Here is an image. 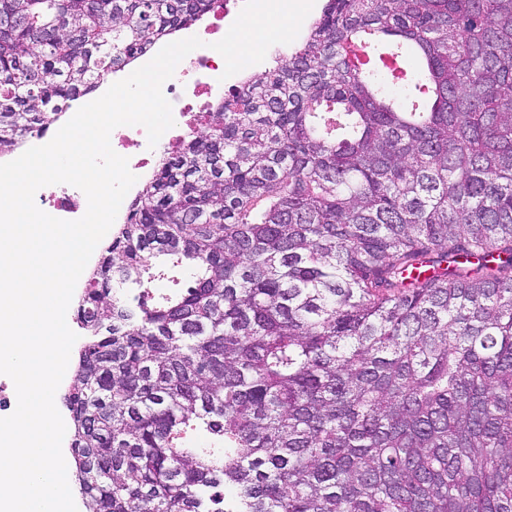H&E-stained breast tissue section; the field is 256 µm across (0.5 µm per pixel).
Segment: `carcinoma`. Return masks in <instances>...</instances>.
I'll return each mask as SVG.
<instances>
[{"label": "carcinoma", "instance_id": "carcinoma-1", "mask_svg": "<svg viewBox=\"0 0 512 512\" xmlns=\"http://www.w3.org/2000/svg\"><path fill=\"white\" fill-rule=\"evenodd\" d=\"M215 2L0 0V154ZM128 210L76 308L85 512H512V0H325ZM323 3H324V0H315L313 9L311 10L309 15L304 20V22L301 26L300 32L293 42H291L289 44H276V45H273L272 47H270L267 52L266 58L263 62H261L259 64L251 65V66L243 69L239 73L235 74V75H237V80H236L237 83L236 84H238L242 80L246 79L247 77L258 75V74L264 72L266 69L268 70L269 67H272L273 65L276 64L275 63L276 61L280 60L279 57L280 58H283L285 56L288 57V54H290L291 51L296 46L301 44V42L303 41V39L307 33V26H308L309 22L320 14Z\"/></svg>", "mask_w": 512, "mask_h": 512}]
</instances>
